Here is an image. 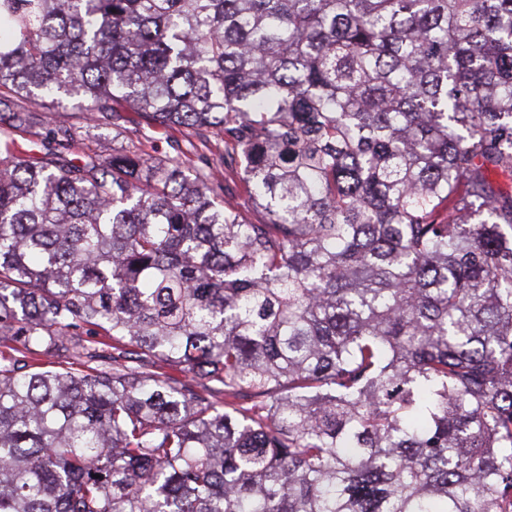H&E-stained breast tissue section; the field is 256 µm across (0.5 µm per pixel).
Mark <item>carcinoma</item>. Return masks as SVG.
I'll use <instances>...</instances> for the list:
<instances>
[{"label":"carcinoma","instance_id":"cac0c4a2","mask_svg":"<svg viewBox=\"0 0 512 512\" xmlns=\"http://www.w3.org/2000/svg\"><path fill=\"white\" fill-rule=\"evenodd\" d=\"M0 512H512V0H0ZM83 110L67 105L66 112H51L54 120L83 126L85 136L71 147L70 157H82L86 154L112 155V149H118L132 144L142 143L147 153L155 157H163L172 152L169 142L164 135L153 134L147 128L137 127L120 122L118 126L109 125L103 128L86 127Z\"/></svg>","mask_w":512,"mask_h":512}]
</instances>
